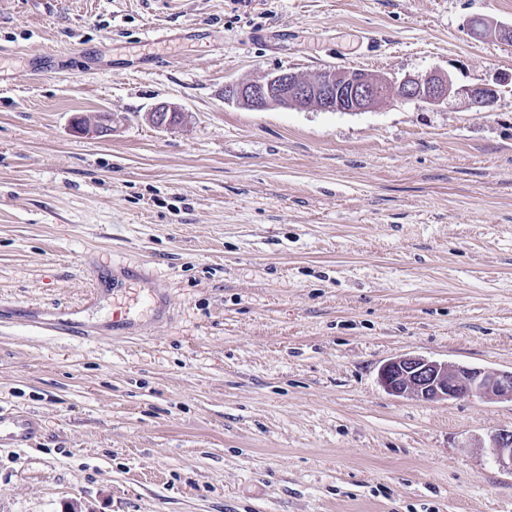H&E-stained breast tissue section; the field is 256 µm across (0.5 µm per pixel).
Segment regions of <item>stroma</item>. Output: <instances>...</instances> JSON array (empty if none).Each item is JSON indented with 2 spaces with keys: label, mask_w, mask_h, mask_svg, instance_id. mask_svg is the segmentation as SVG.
<instances>
[{
  "label": "stroma",
  "mask_w": 512,
  "mask_h": 512,
  "mask_svg": "<svg viewBox=\"0 0 512 512\" xmlns=\"http://www.w3.org/2000/svg\"><path fill=\"white\" fill-rule=\"evenodd\" d=\"M476 16L512 0H0V402L41 427L0 447V512H512L488 447L512 401L379 381L401 355L512 370V87L486 112L224 100L283 68L492 85L512 44ZM118 259L171 320L83 308ZM39 306L100 331L38 332ZM184 113L177 106L161 102L156 104L151 112H148L149 122L158 129H168L174 127Z\"/></svg>",
  "instance_id": "35a3bbf8"
}]
</instances>
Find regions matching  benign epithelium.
<instances>
[{
    "label": "benign epithelium",
    "mask_w": 512,
    "mask_h": 512,
    "mask_svg": "<svg viewBox=\"0 0 512 512\" xmlns=\"http://www.w3.org/2000/svg\"><path fill=\"white\" fill-rule=\"evenodd\" d=\"M481 30L495 34L512 44V27L483 20ZM493 86H463L447 75L436 72L407 75L395 82L381 74L363 70H322L300 76L283 69L263 82L228 83L224 101L251 110L271 107L324 112H365L390 102H420L440 105L459 100L469 109L485 111L494 104ZM184 113L178 107L161 102L148 113L149 122L168 129ZM106 134L112 131V114L97 115L94 125L83 123L78 131ZM380 382L396 397H415L433 402L463 399L478 395L492 400L512 401V371L490 372L464 365H450L417 355H406L386 362L380 369ZM489 447L498 465L512 472V429H501L489 437Z\"/></svg>",
    "instance_id": "obj_1"
}]
</instances>
